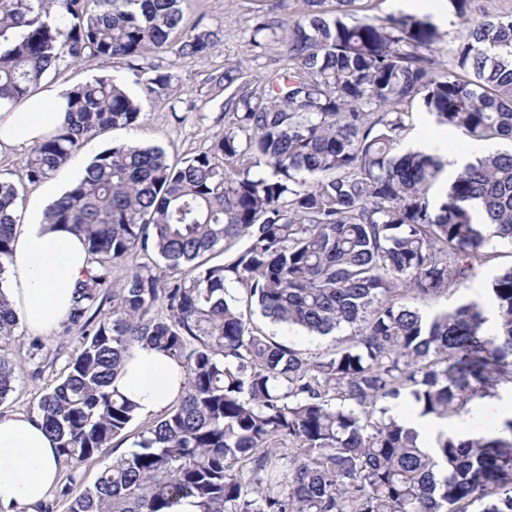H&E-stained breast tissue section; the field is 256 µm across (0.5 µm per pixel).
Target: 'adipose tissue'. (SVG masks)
<instances>
[{
    "mask_svg": "<svg viewBox=\"0 0 512 512\" xmlns=\"http://www.w3.org/2000/svg\"><path fill=\"white\" fill-rule=\"evenodd\" d=\"M68 87L55 86L20 103L0 102V153L32 146L50 136L66 117ZM63 191L46 182L25 207L15 227L13 259L0 285L17 317L32 332H46L68 317L75 290L92 269L80 236L51 229L45 212ZM187 375L161 353L132 348L111 382L136 406L138 416L163 411L185 390ZM54 444L37 416L0 417V512H36L57 482Z\"/></svg>",
    "mask_w": 512,
    "mask_h": 512,
    "instance_id": "ef3b65f1",
    "label": "adipose tissue"
}]
</instances>
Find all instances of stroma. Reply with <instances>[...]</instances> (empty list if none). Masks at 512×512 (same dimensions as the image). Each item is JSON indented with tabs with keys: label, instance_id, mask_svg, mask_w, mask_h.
<instances>
[{
	"label": "stroma",
	"instance_id": "obj_1",
	"mask_svg": "<svg viewBox=\"0 0 512 512\" xmlns=\"http://www.w3.org/2000/svg\"><path fill=\"white\" fill-rule=\"evenodd\" d=\"M299 8L298 0H184L182 9L186 18L200 21L202 26L217 31L220 37L209 56H180L178 45L173 42L165 49L147 54L134 69L121 59L100 65L76 62L68 65L60 75L43 78V86L49 87L73 86L97 76H106L123 80L130 90L137 93L141 90L137 83L139 73H149L158 68L171 72L178 88L172 98L145 100L146 115L134 129L107 130L92 139L89 147L78 150L71 163L56 174V181L64 186L70 185L75 181L78 170L84 168L95 155L116 144L161 147L174 164L206 150L224 134V100L212 94L209 83L211 74L244 57L255 15L265 13L285 19ZM408 124L410 130L405 143L409 146L440 133L445 135L447 144L442 159L449 166L454 164L458 156L472 155L479 148L486 152L512 148V142L502 139L475 147L461 132H442L440 126L417 106L412 107ZM488 250L494 255L493 261L476 267L474 277L461 292L462 297L486 301L490 273L512 266V244L495 240L489 244ZM251 323L259 331L274 335L278 341L312 353L335 347L349 336L348 331L342 330L332 336L311 337L273 325L258 313L252 315ZM80 335L79 327L65 323L39 336L32 335L20 325L10 340L0 343V357L7 358L15 367L13 389L0 399V417L37 413L41 397L59 382ZM150 424V419H136L123 434L112 440L108 448L94 459L79 465L78 469L60 466L56 486L47 499L51 512H65L68 499L61 490L70 478H77L79 487L93 486L99 473L112 460L135 450L141 433Z\"/></svg>",
	"mask_w": 512,
	"mask_h": 512
}]
</instances>
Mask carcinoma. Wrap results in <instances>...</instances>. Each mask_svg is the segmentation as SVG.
Wrapping results in <instances>:
<instances>
[{
	"label": "carcinoma",
	"instance_id": "1",
	"mask_svg": "<svg viewBox=\"0 0 512 512\" xmlns=\"http://www.w3.org/2000/svg\"><path fill=\"white\" fill-rule=\"evenodd\" d=\"M181 2L0 0V100H23L68 61L135 70L175 33L178 53L210 55L216 34ZM357 2L256 16L251 45L270 39L286 62L212 76L224 136L180 166L158 147L114 145L47 208L93 259L67 320L83 330L77 352L38 406L58 462L93 459L136 418L107 390L132 347L187 374L137 450L72 494L67 512H168L181 495L202 512H512V417L465 437L440 429L424 448L387 406L404 396L442 422L512 382V267L490 279L492 323L475 300L432 315L413 304L456 294L474 262L492 260V240L512 242V152L477 155L447 181L435 152H398L415 103L476 142L512 141V11L473 26V0H448L467 33L446 61L431 16L360 18ZM144 87L158 100L176 91L163 70ZM66 112L31 147L29 182L145 115L106 76L72 88ZM19 198L0 182V275ZM231 241L241 246L224 262H201ZM136 254L148 261L112 281V264ZM243 303L309 335L349 327L350 341L306 353L256 331ZM16 326L0 293V341ZM14 381L0 357L1 399Z\"/></svg>",
	"mask_w": 512,
	"mask_h": 512
}]
</instances>
